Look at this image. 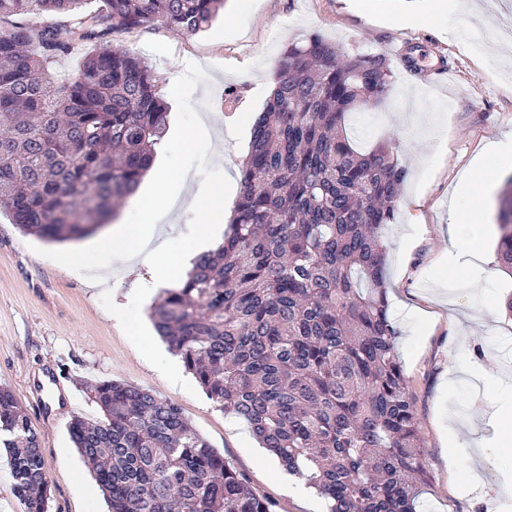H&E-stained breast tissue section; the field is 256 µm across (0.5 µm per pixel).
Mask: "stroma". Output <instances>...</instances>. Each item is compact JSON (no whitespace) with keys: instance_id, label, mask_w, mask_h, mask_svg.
I'll use <instances>...</instances> for the list:
<instances>
[{"instance_id":"obj_1","label":"stroma","mask_w":512,"mask_h":512,"mask_svg":"<svg viewBox=\"0 0 512 512\" xmlns=\"http://www.w3.org/2000/svg\"><path fill=\"white\" fill-rule=\"evenodd\" d=\"M224 0L207 30L187 35L161 22L114 35L112 43L141 57L168 95L179 62L202 66L191 103L207 125L209 167L242 165L252 127L268 102L265 84L284 50L318 36L348 55H384L392 95L357 107L346 129L358 148L395 143L408 175L384 233L385 287L396 347L426 451L429 483L419 512H512L502 471L483 466L478 486L456 491L470 465L458 446L478 447L504 428L492 412L503 396L495 377L512 375V273L497 261L496 199L485 206L493 229L487 263L463 278L449 268V204L466 205L465 173L493 139L512 135V0ZM54 243L20 232L0 214V387L12 390L37 432L50 478L47 512H107L105 497L75 448L68 426L101 419L91 386L118 380L177 403L193 428L246 472L275 512H326L313 489L276 476V461L250 427L203 392L169 383L136 350L101 303L111 288L127 306L148 270L140 259L113 261L104 285L50 259L48 252L87 246Z\"/></svg>"}]
</instances>
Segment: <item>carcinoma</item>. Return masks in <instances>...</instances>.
Wrapping results in <instances>:
<instances>
[{
    "instance_id": "carcinoma-1",
    "label": "carcinoma",
    "mask_w": 512,
    "mask_h": 512,
    "mask_svg": "<svg viewBox=\"0 0 512 512\" xmlns=\"http://www.w3.org/2000/svg\"><path fill=\"white\" fill-rule=\"evenodd\" d=\"M0 0V211L22 232L92 234L150 169L168 106L112 35L155 20L193 35L221 0ZM52 13L47 25L23 17ZM93 45L78 75L49 68ZM389 60L292 44L253 126L224 241L165 288L149 319L208 399L245 420L327 512H417L425 450L383 285V230L406 171L393 147L353 148L345 114L392 91ZM498 259L512 271V176ZM104 420L69 425L110 512H274L171 400L121 381L91 393ZM0 445L25 512H46L39 439L0 387Z\"/></svg>"
}]
</instances>
